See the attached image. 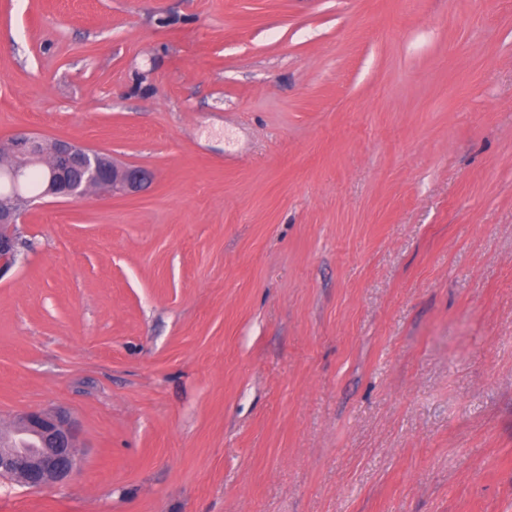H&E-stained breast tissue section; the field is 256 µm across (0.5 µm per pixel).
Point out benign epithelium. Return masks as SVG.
Masks as SVG:
<instances>
[{"label":"benign epithelium","mask_w":512,"mask_h":512,"mask_svg":"<svg viewBox=\"0 0 512 512\" xmlns=\"http://www.w3.org/2000/svg\"><path fill=\"white\" fill-rule=\"evenodd\" d=\"M8 157L0 172L20 176L23 168L42 165L49 171L42 196L75 199L92 190L98 194H137L148 188L154 172L144 166L117 165L111 157L69 139L40 135L17 136L6 143ZM33 199L0 195V278L16 263L17 226ZM76 432L61 415L49 412L22 414L12 443L0 445V475L18 479L30 489L69 479L77 468Z\"/></svg>","instance_id":"7a95c632"}]
</instances>
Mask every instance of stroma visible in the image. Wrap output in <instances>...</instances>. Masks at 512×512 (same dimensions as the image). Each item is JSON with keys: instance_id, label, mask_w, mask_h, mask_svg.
Masks as SVG:
<instances>
[{"instance_id": "obj_1", "label": "stroma", "mask_w": 512, "mask_h": 512, "mask_svg": "<svg viewBox=\"0 0 512 512\" xmlns=\"http://www.w3.org/2000/svg\"><path fill=\"white\" fill-rule=\"evenodd\" d=\"M142 165L35 200L0 512H512V0H0V142ZM75 439V429L61 415L24 413L15 424L12 443L0 445V475L16 478L30 489L63 482L77 468Z\"/></svg>"}]
</instances>
